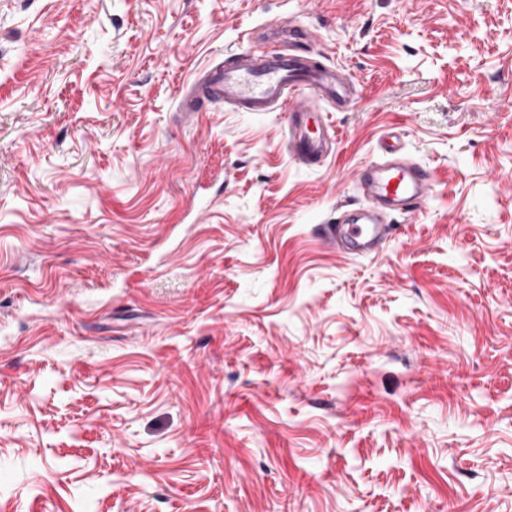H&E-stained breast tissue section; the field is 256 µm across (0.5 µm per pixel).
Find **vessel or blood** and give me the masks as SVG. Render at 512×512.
Wrapping results in <instances>:
<instances>
[{"instance_id": "obj_1", "label": "vessel or blood", "mask_w": 512, "mask_h": 512, "mask_svg": "<svg viewBox=\"0 0 512 512\" xmlns=\"http://www.w3.org/2000/svg\"><path fill=\"white\" fill-rule=\"evenodd\" d=\"M304 36V30L294 27L282 30L277 34L282 49L235 53L228 63L199 73L193 81L194 95L181 102L182 111L194 114L203 94L241 112L291 113L286 131L290 154L307 164L320 162L330 141L324 133L310 132L309 118L323 105L349 104L354 86L345 72L296 51ZM302 92L307 98L300 104L295 96ZM383 152L385 161L370 163L356 175L364 199L363 223L348 222L349 210L342 207L326 228V238L340 253H378L394 230L392 215H412L433 189L432 169L409 158L399 134L385 140Z\"/></svg>"}]
</instances>
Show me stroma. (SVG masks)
Instances as JSON below:
<instances>
[{
	"mask_svg": "<svg viewBox=\"0 0 512 512\" xmlns=\"http://www.w3.org/2000/svg\"><path fill=\"white\" fill-rule=\"evenodd\" d=\"M291 24L312 167L179 110ZM391 131L434 189L341 254ZM0 512H512V0H0Z\"/></svg>",
	"mask_w": 512,
	"mask_h": 512,
	"instance_id": "stroma-1",
	"label": "stroma"
}]
</instances>
